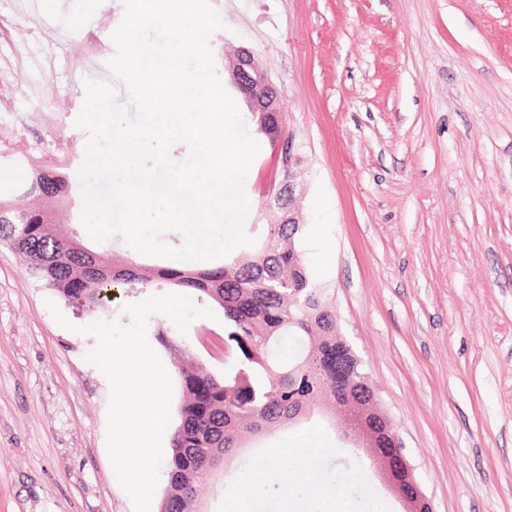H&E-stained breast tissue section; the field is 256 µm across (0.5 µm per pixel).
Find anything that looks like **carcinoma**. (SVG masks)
Returning <instances> with one entry per match:
<instances>
[{"label": "carcinoma", "instance_id": "1", "mask_svg": "<svg viewBox=\"0 0 512 512\" xmlns=\"http://www.w3.org/2000/svg\"><path fill=\"white\" fill-rule=\"evenodd\" d=\"M66 196L65 177L36 168L22 193L0 189V242L22 256L33 278L91 310L114 287L151 288L158 281L224 310V344L238 365L222 376L198 362L174 330L156 333L178 357L183 391L162 512L202 509L203 481L226 474L223 463L253 437L368 400L371 389L353 381V372L365 374L363 363L336 331L328 289L306 266L304 225L255 224V244L217 267H144L119 263L65 234L49 203ZM290 341L297 352L283 360L278 349Z\"/></svg>", "mask_w": 512, "mask_h": 512}]
</instances>
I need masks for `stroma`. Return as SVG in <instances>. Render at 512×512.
<instances>
[{
	"mask_svg": "<svg viewBox=\"0 0 512 512\" xmlns=\"http://www.w3.org/2000/svg\"><path fill=\"white\" fill-rule=\"evenodd\" d=\"M225 27L213 52L249 47L279 91L277 145L260 140L245 181L248 218L291 156L306 225L303 251L334 290L340 332L395 422L433 512H512V0H209ZM0 0V128L10 188L27 156L63 168L74 198L88 135L75 125L90 58L86 33L111 38L122 0H41L37 15ZM25 36L47 59L37 78L60 122L49 127L12 54ZM43 142L32 153L30 141ZM113 289L91 312L60 298L0 245V512H135L107 446L110 384L87 361L82 326L124 319L147 294ZM68 321L60 326L46 306ZM180 340L224 372V322L198 318ZM316 437L325 452L283 456L307 468L295 512H402L377 468L344 447L323 416L254 439L212 479L205 512H226L239 477L283 444Z\"/></svg>",
	"mask_w": 512,
	"mask_h": 512,
	"instance_id": "35a3bbf8",
	"label": "stroma"
}]
</instances>
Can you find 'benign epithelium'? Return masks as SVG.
I'll list each match as a JSON object with an SVG mask.
<instances>
[{"label":"benign epithelium","instance_id":"1","mask_svg":"<svg viewBox=\"0 0 512 512\" xmlns=\"http://www.w3.org/2000/svg\"><path fill=\"white\" fill-rule=\"evenodd\" d=\"M228 72L231 83L245 96L250 111L259 112L267 117V136L271 139L277 138L282 124L277 93L253 51L246 47L239 48L228 67ZM296 193L295 175L288 169L284 171L283 179L276 191L279 212L276 223H301L299 210L295 206ZM367 413H376L382 418L386 435L392 440L393 446L405 447L392 419L376 407L374 400L343 411L344 436L351 439L357 447L364 449L369 458L380 466L389 488L402 502L405 512H423L429 499L415 481L414 466L405 452L395 454L392 461L383 458L377 453L376 435L354 427V416Z\"/></svg>","mask_w":512,"mask_h":512}]
</instances>
